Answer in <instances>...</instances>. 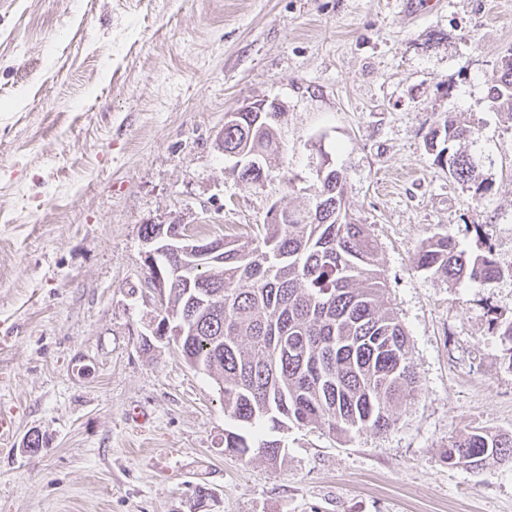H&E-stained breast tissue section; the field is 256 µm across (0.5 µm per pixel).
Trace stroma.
<instances>
[{
	"mask_svg": "<svg viewBox=\"0 0 512 512\" xmlns=\"http://www.w3.org/2000/svg\"><path fill=\"white\" fill-rule=\"evenodd\" d=\"M511 50L512 0H0V512H194L199 487L210 512H512V462L444 456L512 434V121L490 93ZM266 98L285 165L249 186L216 141ZM448 112L477 130L482 200L425 148ZM325 158L419 388L386 431L292 425L282 462L242 458L216 382L142 347L162 312L141 228L248 239L313 206ZM445 232L501 276L418 269ZM511 460L512 434L490 433L475 428L457 436L448 443V464L477 469L487 459Z\"/></svg>",
	"mask_w": 512,
	"mask_h": 512,
	"instance_id": "obj_1",
	"label": "stroma"
}]
</instances>
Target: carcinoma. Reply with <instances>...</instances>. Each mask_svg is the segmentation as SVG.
I'll use <instances>...</instances> for the list:
<instances>
[{"mask_svg":"<svg viewBox=\"0 0 512 512\" xmlns=\"http://www.w3.org/2000/svg\"><path fill=\"white\" fill-rule=\"evenodd\" d=\"M499 109L512 119V52L492 79ZM256 117L224 127V151L249 150L277 162V122L262 132ZM475 128L450 112L426 135L434 162L482 199L486 179L463 145ZM346 176L334 167L320 183L311 210L288 211V219L266 221L246 242L224 238V257L195 277L219 293L216 305L198 310L179 280L165 288V319L183 324L177 347L186 363L204 370L224 395V412L250 429L271 432L288 425H324L348 435L387 429L393 410L411 395L418 378L407 335L396 315L379 302L384 287L377 245L367 225L345 207ZM417 268L456 284L491 281L501 270L489 254L468 256L450 233L422 242ZM224 450L252 452L275 464L277 439L254 440L224 431ZM490 458L512 461V434L475 428L448 442V465L477 469Z\"/></svg>","mask_w":512,"mask_h":512,"instance_id":"obj_1","label":"carcinoma"}]
</instances>
